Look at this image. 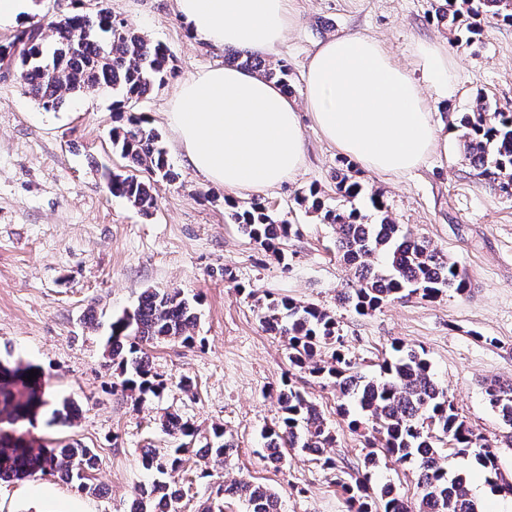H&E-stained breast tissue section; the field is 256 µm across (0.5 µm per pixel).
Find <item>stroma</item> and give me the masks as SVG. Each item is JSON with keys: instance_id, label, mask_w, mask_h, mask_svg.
Returning <instances> with one entry per match:
<instances>
[{"instance_id": "35a3bbf8", "label": "stroma", "mask_w": 512, "mask_h": 512, "mask_svg": "<svg viewBox=\"0 0 512 512\" xmlns=\"http://www.w3.org/2000/svg\"><path fill=\"white\" fill-rule=\"evenodd\" d=\"M108 6L171 54L164 85L135 109L161 134L180 180L158 185L153 215H141L113 196L102 176L103 169L120 173L125 167L112 148L111 91L66 98L48 114L15 75L0 72V360L40 368L57 399L78 403L72 424L41 419L33 434L93 448L102 487L91 497L51 475L2 482L0 512H123L145 479L142 448L176 445L158 426L168 410L204 431L223 425L238 445L228 468L189 458L188 469L208 467L213 478L184 483L182 512H196L211 482L240 477L280 491L283 512H348L332 472L310 456L289 451L279 470L259 457L261 433L278 409L274 390L285 378L318 406L335 433L330 454L337 468L360 467L367 452L361 433L336 412L338 392L292 369L282 344L262 329L256 302L267 296L333 311L363 373H378L394 341L424 349L466 424L491 439L505 435L485 403L483 383L512 382V183L479 176L465 155L458 119L480 98L512 113V23L485 19L475 34L468 15L440 22L435 0H293L296 19L276 54L290 69L293 99L303 97V71L319 42L361 32L421 82L434 122L448 135L447 145L403 174L353 166L363 191L348 198L336 192L345 155L306 111L300 114L306 158L295 177L258 194L203 180L176 147L163 114L178 84L223 64V50L190 36L174 0H108ZM420 42L442 45L453 98H442L427 82L413 54ZM313 188L326 204L357 210L366 222L386 213L426 238L466 276L468 291L415 296L363 316L341 307L336 295L351 272L336 254L333 227L301 202ZM257 196L277 221L291 226L284 262L230 218ZM373 196L384 212L372 208ZM148 288H176L193 300L196 344L154 347L155 368L170 384L161 397L137 401L113 393L117 375L105 362L101 338L113 315L133 309ZM90 312L97 328L83 321ZM183 377L192 380L191 392L178 388ZM448 468L468 473L482 512H512V497L491 494L473 458L450 459Z\"/></svg>"}]
</instances>
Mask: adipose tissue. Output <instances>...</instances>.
<instances>
[{"label": "adipose tissue", "mask_w": 512, "mask_h": 512, "mask_svg": "<svg viewBox=\"0 0 512 512\" xmlns=\"http://www.w3.org/2000/svg\"><path fill=\"white\" fill-rule=\"evenodd\" d=\"M191 35L215 47L269 54L294 17L291 0H175ZM418 60L442 97H452L448 59L432 43ZM306 106L322 135L361 166L384 173L414 169L441 130L418 82L382 44L344 33L320 43L305 69ZM164 119L189 165L231 191H263L304 163L305 137L294 102L274 82L231 65L182 82Z\"/></svg>", "instance_id": "obj_1"}]
</instances>
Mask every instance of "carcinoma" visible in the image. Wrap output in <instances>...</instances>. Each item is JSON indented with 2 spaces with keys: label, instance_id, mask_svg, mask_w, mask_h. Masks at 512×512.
Wrapping results in <instances>:
<instances>
[{
  "label": "carcinoma",
  "instance_id": "1",
  "mask_svg": "<svg viewBox=\"0 0 512 512\" xmlns=\"http://www.w3.org/2000/svg\"><path fill=\"white\" fill-rule=\"evenodd\" d=\"M474 15H489L512 22V0H461ZM229 65L256 71L292 92L288 65L270 62L247 51L229 49ZM13 65L24 92L47 112L57 110L67 95L88 90H112L116 119L112 146L127 162V171L105 173L109 191L148 215L156 203L159 183L174 184L178 173L169 163L161 135L148 125L133 104L163 85L169 72V54L123 20L101 7L91 16L80 11L52 19L40 26L29 23L5 45H0V67ZM464 147L470 163L480 174L496 180L512 177V113L478 101L459 119ZM336 191L344 197L361 192V185L344 173H336ZM303 201L336 231V248L353 271L351 285L339 301L360 315L379 309L390 300L411 295L435 298L445 290L466 292L468 281L429 242L385 216L368 224L357 211H342L324 204L315 189ZM240 231L284 258V239L290 227L275 223L265 202L255 199L231 214ZM197 314L191 301L177 289H146L132 311L112 318L104 345V357L117 366L123 394L158 397L166 380L154 371L148 348L179 341L194 343L190 328ZM262 328L286 345L289 364L325 380L346 402L339 405L342 416L356 431L367 430L371 448L356 473L336 476L350 512H480L466 474L451 473L445 450L457 457H473L486 473L491 489H500L503 477L495 445L475 433L460 416L448 392L436 382L425 352L393 344L396 358L386 359L379 374L366 376L344 350L334 312L315 304L292 299L269 298L260 305ZM332 353L322 358L325 350ZM33 366L18 362L0 365V482L20 480L37 473L51 474L88 494H100L95 483L97 454L78 443L39 442L30 437L29 427L49 404L43 374L29 381ZM485 401L502 423L512 429V382L490 380L484 384ZM279 413L263 434L262 458L277 467L286 462L285 451L298 449L316 456L322 466L336 468L325 455L336 436L317 406L290 383L277 392ZM74 401L63 400L51 412L48 424L73 418ZM162 432L179 441L164 452L141 451L142 468L149 480L140 485L130 512H181L177 488L185 456L193 452L231 466L237 445L224 427L213 425L203 432L177 413L160 419ZM381 448L395 462L417 477L418 498L405 499L390 483L372 482L377 466L374 449ZM242 502L246 512H281V494L275 489L246 479H233L212 487L197 512H224V502Z\"/></svg>",
  "mask_w": 512,
  "mask_h": 512
}]
</instances>
